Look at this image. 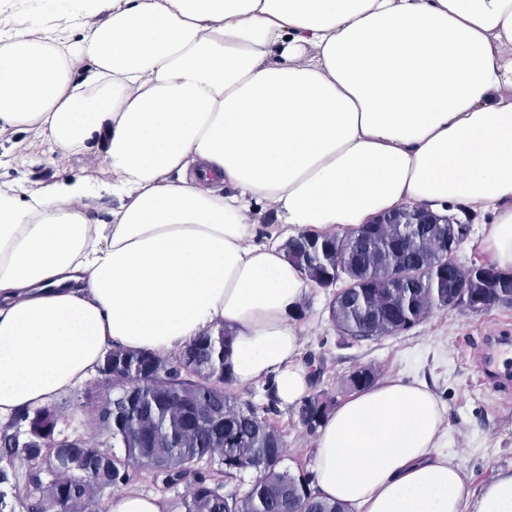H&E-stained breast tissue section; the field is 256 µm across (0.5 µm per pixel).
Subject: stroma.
Returning <instances> with one entry per match:
<instances>
[{
  "mask_svg": "<svg viewBox=\"0 0 512 512\" xmlns=\"http://www.w3.org/2000/svg\"><path fill=\"white\" fill-rule=\"evenodd\" d=\"M81 20L77 0H0V33L30 27L67 35ZM103 166V153L96 148L63 157L33 133L0 134V182L14 183L21 190H38L62 180L94 187L105 178ZM448 216L465 228L460 260L467 265L488 263L479 231L491 223V214L455 204ZM332 295V289L310 287L295 320L303 340L302 358H315L323 366L321 377L310 379L309 393L326 391L345 399L341 379L365 365L374 366L384 378L425 383L447 407L448 434L471 476L469 490H476L498 469L512 466V393L484 384L469 355L483 336H512V303L480 311L438 309L400 334L354 340L341 336L329 318ZM271 419L287 445L285 464L290 472L311 473L315 434L298 423L292 407H279Z\"/></svg>",
  "mask_w": 512,
  "mask_h": 512,
  "instance_id": "stroma-1",
  "label": "stroma"
}]
</instances>
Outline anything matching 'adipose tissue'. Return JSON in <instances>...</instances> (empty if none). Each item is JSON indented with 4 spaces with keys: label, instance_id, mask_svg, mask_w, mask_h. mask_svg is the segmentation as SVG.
I'll list each match as a JSON object with an SVG mask.
<instances>
[{
    "label": "adipose tissue",
    "instance_id": "1",
    "mask_svg": "<svg viewBox=\"0 0 512 512\" xmlns=\"http://www.w3.org/2000/svg\"><path fill=\"white\" fill-rule=\"evenodd\" d=\"M10 129L63 154L104 134L116 204L103 221L86 185H0V423L113 347L164 356L221 325L236 383L301 402L309 283L281 242L303 233L461 203L493 214L481 243L512 271V0H112L74 41L0 37ZM313 471L350 512H512V467L466 494L445 405L401 378L328 414Z\"/></svg>",
    "mask_w": 512,
    "mask_h": 512
}]
</instances>
